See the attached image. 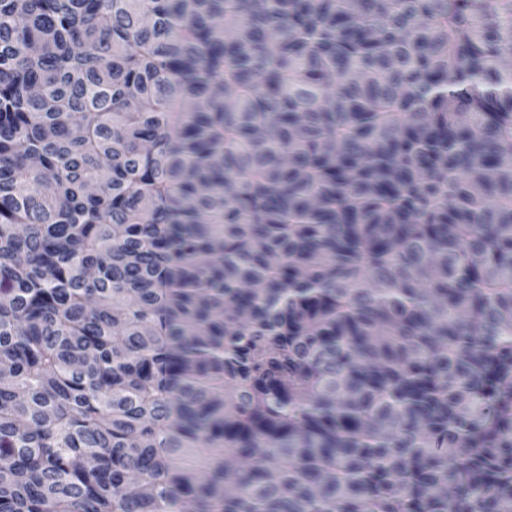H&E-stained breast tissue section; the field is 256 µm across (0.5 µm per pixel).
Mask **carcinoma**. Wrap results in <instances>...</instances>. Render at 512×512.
Listing matches in <instances>:
<instances>
[{
  "instance_id": "obj_1",
  "label": "carcinoma",
  "mask_w": 512,
  "mask_h": 512,
  "mask_svg": "<svg viewBox=\"0 0 512 512\" xmlns=\"http://www.w3.org/2000/svg\"><path fill=\"white\" fill-rule=\"evenodd\" d=\"M0 512H512V0H0Z\"/></svg>"
}]
</instances>
